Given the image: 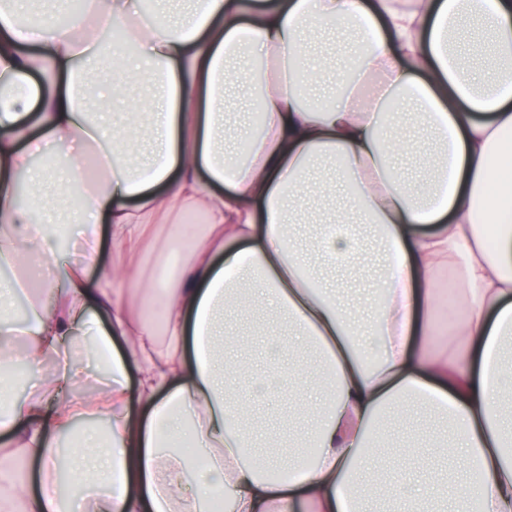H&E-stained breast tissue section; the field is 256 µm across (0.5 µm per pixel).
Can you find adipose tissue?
<instances>
[{
	"label": "adipose tissue",
	"mask_w": 512,
	"mask_h": 512,
	"mask_svg": "<svg viewBox=\"0 0 512 512\" xmlns=\"http://www.w3.org/2000/svg\"><path fill=\"white\" fill-rule=\"evenodd\" d=\"M126 26L102 42V25ZM357 31L332 100L311 99L317 71L306 48L321 30ZM264 61L263 132L228 145V83ZM123 57L134 78L161 77L162 95L130 102L126 82L93 85L100 101L148 110V155L128 154V128L90 118L79 96L91 61ZM0 304L29 302L27 322L0 320V367L22 357L24 397L0 410V512H365L359 474L385 434L384 415L423 404L456 437L448 481L395 489L392 512H512V0H194L182 20L144 14L140 0H85L68 26L20 25L0 13ZM414 153L426 182L393 163ZM83 197L66 246L46 233L56 206L34 158ZM27 174L31 198L15 182ZM313 193L353 215L379 241L381 305L359 323L317 264L356 253L354 236L312 225ZM200 223L191 242L181 225ZM125 264L101 260V228ZM152 252L161 277L145 273ZM457 279L462 347L445 353L438 273ZM161 305V318L125 298L128 286ZM284 318L329 368L313 462L279 474L243 454L257 445L246 410L296 391L307 366L244 375L218 356L237 312ZM90 339L109 371L89 397ZM54 370L42 374L45 361ZM137 380H130V372ZM107 421L84 445L62 441L81 421ZM39 465L30 477L26 463Z\"/></svg>",
	"instance_id": "adipose-tissue-1"
}]
</instances>
